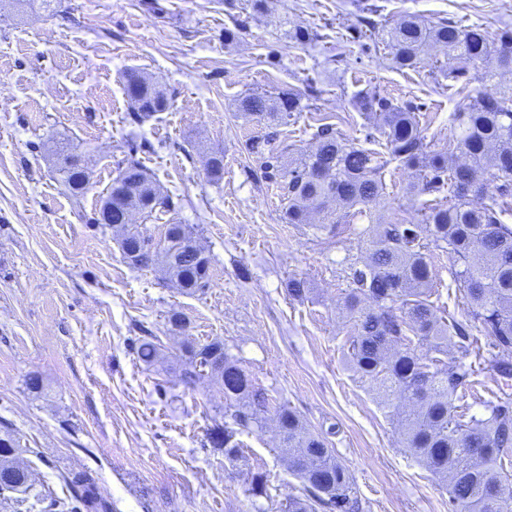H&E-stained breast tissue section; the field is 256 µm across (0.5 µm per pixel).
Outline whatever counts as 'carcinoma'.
<instances>
[{
  "label": "carcinoma",
  "mask_w": 512,
  "mask_h": 512,
  "mask_svg": "<svg viewBox=\"0 0 512 512\" xmlns=\"http://www.w3.org/2000/svg\"><path fill=\"white\" fill-rule=\"evenodd\" d=\"M431 46L444 51L441 72L459 83L456 93L463 100L453 113L452 139L443 148L430 149L411 104L361 91L355 104L371 129L367 139L380 149L344 143L325 116L311 133L312 149L286 163L281 154L265 151L272 134L248 139L246 150L260 156L265 175L288 199L286 223L335 237L340 225L369 220L367 255L351 264L342 297L352 323L347 364L396 415L403 446L446 482L451 512H512V500L491 497L496 484L508 480L507 465H512V226L502 220L512 213V82L502 81L512 74V28L492 35L443 19L425 23L407 17L386 34V47L401 68H416ZM471 68L481 70L484 90L469 89L465 77ZM125 93L140 119L169 107L164 91L136 70L125 74ZM301 99L293 89L248 93L237 110L282 125L302 110ZM394 160L413 171L403 193L419 201L414 218L400 208L387 216L380 212L388 195L385 171ZM60 171L73 194L83 193L87 169L62 165ZM113 182L121 183L123 194L112 200V227L121 237L126 205L146 213L169 206L137 160L118 165ZM313 213L322 215V223L311 222ZM185 232L183 224L168 225L171 245L161 258L171 279L192 294L207 287L210 259L188 255L182 246ZM436 250L454 261V281L467 305L462 319L451 311L437 316ZM157 342L156 336L137 339L138 357L153 361ZM185 353V386L201 378L202 365L222 363L224 416L241 429L263 425L269 399L223 343L188 345ZM485 371L493 373L498 391L483 401L486 417H469L453 405V397L477 384ZM275 415L289 469L305 492L288 497L280 512H315L317 504L359 512L353 477L325 439L284 405ZM210 442L224 449L230 462L242 457L238 431L226 425L211 429ZM17 447L10 431L0 436V469H11L15 483L9 491L24 494L27 469L13 462ZM63 482L73 495L69 512H107L89 472L67 474Z\"/></svg>",
  "instance_id": "obj_1"
}]
</instances>
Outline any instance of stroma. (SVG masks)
<instances>
[{"label": "stroma", "mask_w": 512, "mask_h": 512, "mask_svg": "<svg viewBox=\"0 0 512 512\" xmlns=\"http://www.w3.org/2000/svg\"><path fill=\"white\" fill-rule=\"evenodd\" d=\"M414 15L489 32L512 27V0H29L0 8V432L33 490L0 495V512H59L63 475L90 471L110 512H278L302 492L279 449L273 409L284 405L323 434L353 475L362 512H448L446 483L401 444L396 416L345 363L351 324L341 307L349 267L363 256L368 222L333 237L285 223L280 191L246 139L266 123L237 110L249 92L301 93L288 139L311 146L309 117L338 115L346 143H365L354 104L376 90L419 106L432 149L453 132L460 101L432 47L418 70L397 69L378 36ZM372 24L362 35L360 18ZM243 28L225 43L232 22ZM315 35L295 42L296 29ZM137 69L170 100L135 121L124 75ZM172 204L133 223L153 239L187 225L211 263L202 291L184 293L162 264H128L100 204L129 144ZM89 173L72 195L60 155ZM224 169L214 179L210 157ZM306 280L304 299L288 278ZM185 320L171 324L173 315ZM161 340L141 361L132 338ZM223 342L265 389L263 427L242 431L243 456L225 460L209 433L224 420V388L180 379L185 344ZM39 376L42 390L29 388ZM263 475L265 495L251 491Z\"/></svg>", "instance_id": "obj_1"}]
</instances>
